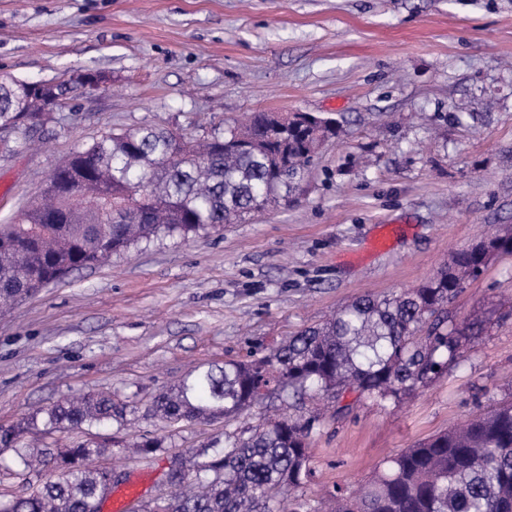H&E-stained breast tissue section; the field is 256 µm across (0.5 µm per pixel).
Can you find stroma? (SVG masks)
Returning a JSON list of instances; mask_svg holds the SVG:
<instances>
[{
    "mask_svg": "<svg viewBox=\"0 0 512 512\" xmlns=\"http://www.w3.org/2000/svg\"><path fill=\"white\" fill-rule=\"evenodd\" d=\"M104 79L68 94L35 137L0 148V224L15 221L73 152L144 126L202 136L246 114L341 122L296 202L70 273L0 314V431L66 397L126 407L93 458L122 473L100 512L168 490V461L224 445V421L165 423L149 407L199 365L261 357L365 295L415 288L451 253L512 233V0H0V72ZM481 333L427 386L361 398L311 438L314 484L357 490L383 461L512 393V257L451 305ZM164 441L144 460L133 442Z\"/></svg>",
    "mask_w": 512,
    "mask_h": 512,
    "instance_id": "obj_1",
    "label": "stroma"
}]
</instances>
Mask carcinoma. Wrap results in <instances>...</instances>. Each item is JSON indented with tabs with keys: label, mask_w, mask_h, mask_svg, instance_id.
Instances as JSON below:
<instances>
[{
	"label": "carcinoma",
	"mask_w": 512,
	"mask_h": 512,
	"mask_svg": "<svg viewBox=\"0 0 512 512\" xmlns=\"http://www.w3.org/2000/svg\"><path fill=\"white\" fill-rule=\"evenodd\" d=\"M0 81V130L22 120L37 132L55 121L46 101L72 91L68 81ZM280 115L252 112L236 127L203 137L146 127L105 135L64 163L70 184L97 199L89 206L49 177L39 199L13 224H0V306L67 274L143 243L189 239L288 201L300 168L339 125L304 126L282 135ZM495 255H512V236L486 237L455 253L426 283L385 297L362 296L324 322L288 337L267 356L202 365L152 401L171 423H229L274 396H319L333 416L348 394L385 402L427 385L463 354L468 328L449 306L462 283ZM125 407L110 393L63 399L42 410L40 432L107 429ZM318 413H285L255 428L224 433V448L191 456L170 483L174 512H313L303 489L315 478L309 447ZM106 442L73 439L46 457L13 448L24 471L53 460L58 474L25 496L0 500V512H99L112 491L106 470L90 465ZM331 512H512V396L492 411L406 448L356 495L338 487Z\"/></svg>",
	"instance_id": "cac0c4a2"
}]
</instances>
